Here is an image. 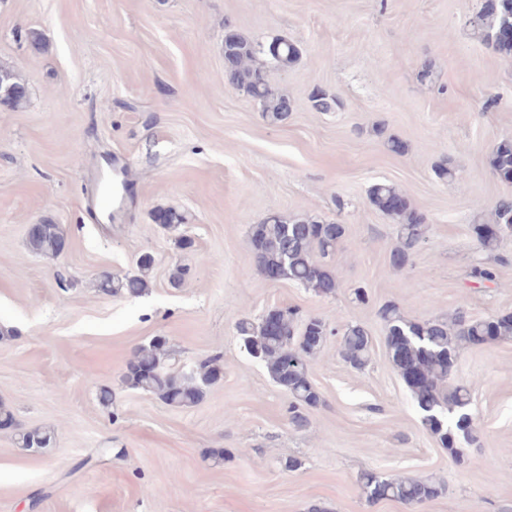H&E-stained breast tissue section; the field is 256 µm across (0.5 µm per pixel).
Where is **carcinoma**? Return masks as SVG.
Masks as SVG:
<instances>
[{
	"label": "carcinoma",
	"instance_id": "cac0c4a2",
	"mask_svg": "<svg viewBox=\"0 0 512 512\" xmlns=\"http://www.w3.org/2000/svg\"><path fill=\"white\" fill-rule=\"evenodd\" d=\"M512 27V0L481 5L474 32L499 55L512 59V40L498 37ZM303 51L296 42L276 36L263 44L231 26L224 29V85L240 91L261 108L271 124L288 120L293 102L285 92L275 90L269 81V68L286 70L297 64ZM28 99L27 87L17 74L0 66V106L21 107ZM315 112H332L336 97L316 87L309 96ZM489 164L497 178L512 183V139L499 141L490 152ZM372 205L397 224V242L389 255L396 269L404 268L429 232L426 216L412 206L400 189L378 182L369 189ZM495 232L490 226L474 225V233L485 257L471 268L469 277L478 283L495 279V264L504 261L500 250L512 238V197L500 199L492 213ZM345 235V226L322 222L309 216L284 218L279 214L263 219L251 228L249 243L264 273L278 272L282 278L299 283L318 295L330 296L340 287L332 260ZM28 245L36 253L59 254L61 230L56 224H37L28 230ZM153 259L142 256L137 272L117 281L102 282V291L117 296L138 297L150 287ZM277 331L265 319L236 323L239 339L254 359L259 360L271 380L290 398L289 420L298 427L307 425L305 411L322 404L320 393L310 380L309 362L321 351L328 335L325 322L316 317L302 318L294 309H275ZM385 332L389 360L397 369L421 412L423 427L456 463L464 462L462 448L478 444L479 433L467 407L470 389L466 385L448 386L460 352L486 341L512 342V313L474 318L458 309L446 317L412 321L395 304L378 310ZM372 336L361 324L344 329L342 357L352 368L361 370L370 361ZM167 340L156 336L139 346L127 363L123 381L127 387L154 395L169 405L189 407L201 402L207 389L223 374L221 355H215L182 375L167 365ZM54 434L33 429L18 434L20 448L38 452L52 447ZM361 489L372 502L397 500L421 505L436 498L442 485L433 480L383 477L363 474Z\"/></svg>",
	"mask_w": 512,
	"mask_h": 512
}]
</instances>
